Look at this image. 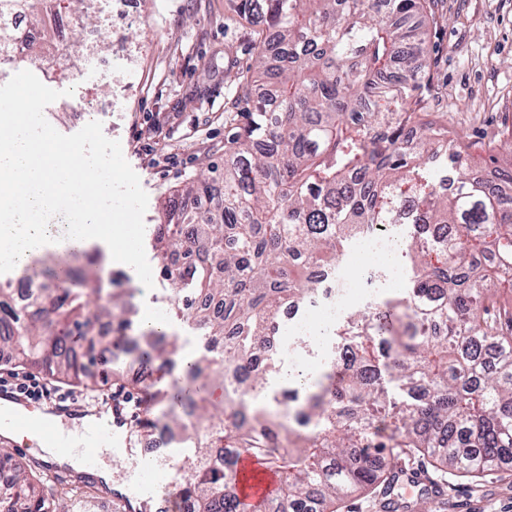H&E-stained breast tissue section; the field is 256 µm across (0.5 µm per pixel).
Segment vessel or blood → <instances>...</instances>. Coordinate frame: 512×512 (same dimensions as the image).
<instances>
[{"label":"vessel or blood","mask_w":512,"mask_h":512,"mask_svg":"<svg viewBox=\"0 0 512 512\" xmlns=\"http://www.w3.org/2000/svg\"><path fill=\"white\" fill-rule=\"evenodd\" d=\"M131 421L127 411L109 401H35L12 388H0V437L13 440L23 451L32 443L52 449L53 458L45 464L51 472L59 470L61 458L78 454L84 473L90 474L102 467L101 449L131 450ZM134 468L136 488L132 495L114 498L116 512H126L132 502L149 506L154 497L155 485L146 478L143 458H136ZM238 479L244 512H256L278 485L274 474L246 454L239 459Z\"/></svg>","instance_id":"vessel-or-blood-1"}]
</instances>
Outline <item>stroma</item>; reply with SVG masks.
Wrapping results in <instances>:
<instances>
[{
	"label": "stroma",
	"instance_id": "stroma-1",
	"mask_svg": "<svg viewBox=\"0 0 512 512\" xmlns=\"http://www.w3.org/2000/svg\"><path fill=\"white\" fill-rule=\"evenodd\" d=\"M431 24L434 95L431 111L452 117L451 129L475 157L512 127V0H426ZM143 25L130 26L120 42L103 36L101 50H112L111 72L89 71L85 57L79 97L91 114L72 111L71 83L60 71L31 65L30 70L61 96L44 109L45 119L65 135L88 121L101 122L107 138L119 141L125 159L148 195L145 225L163 221L162 202L196 177L210 161L224 160V123L231 119L235 79L252 62L253 26L228 0H139ZM110 286L129 293L136 320L156 314L184 340L185 351L198 350L197 334L172 319L175 296L162 279L145 289L129 270L113 265ZM148 365L151 377L134 388L142 400L139 419L162 444V453L179 460L182 443L171 422L153 405L156 392L170 390L180 372L171 362L144 363L139 349L120 358L103 354L95 374L132 376ZM445 480L447 494L437 512H512V464L478 482L433 471Z\"/></svg>",
	"mask_w": 512,
	"mask_h": 512
}]
</instances>
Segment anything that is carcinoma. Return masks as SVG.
<instances>
[{
	"instance_id": "cac0c4a2",
	"label": "carcinoma",
	"mask_w": 512,
	"mask_h": 512,
	"mask_svg": "<svg viewBox=\"0 0 512 512\" xmlns=\"http://www.w3.org/2000/svg\"><path fill=\"white\" fill-rule=\"evenodd\" d=\"M44 28L63 0H0ZM255 27L254 64L237 83L239 120L224 136V166L165 200L152 230L157 254L202 245L212 264L189 261L161 275L175 316L204 340L183 355L176 336L138 327L143 356L183 366L181 387L156 403H185L173 426L194 512H238L239 455L281 480L266 512H333L375 491L382 512H432L445 494L406 502L393 484L414 449L435 468L477 480L512 463V129L478 160L448 121L426 111L434 89L421 0H232ZM411 224L408 288L336 328L351 353L338 381L296 393L298 431L270 409L267 375L279 350L280 309L314 287L309 270L336 266L373 226ZM422 224L460 227L466 239L424 240ZM54 255L31 269L54 281L11 313L0 353L65 381L95 386L89 365L134 325L120 299L103 297L100 252L81 271ZM224 379L217 413L204 379ZM392 431L373 438L378 423ZM0 512H59L32 471L0 448Z\"/></svg>"
}]
</instances>
